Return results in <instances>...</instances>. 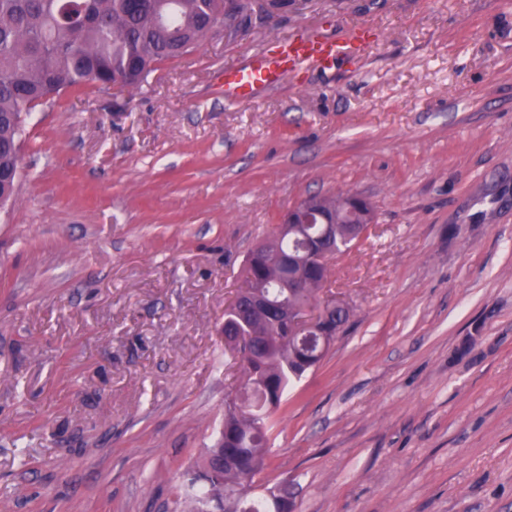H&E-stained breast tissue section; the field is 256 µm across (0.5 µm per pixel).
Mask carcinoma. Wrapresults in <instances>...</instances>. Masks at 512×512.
I'll return each mask as SVG.
<instances>
[{
  "label": "carcinoma",
  "mask_w": 512,
  "mask_h": 512,
  "mask_svg": "<svg viewBox=\"0 0 512 512\" xmlns=\"http://www.w3.org/2000/svg\"><path fill=\"white\" fill-rule=\"evenodd\" d=\"M236 19L224 0H0V172L22 169L25 118L60 93L86 84L135 91L157 64ZM322 234L320 224L293 237L277 231L246 257V285L224 311V350L242 377L215 443L183 474L177 499L187 512L224 502L226 490L250 489L267 468L271 415L288 387L320 361V349L287 335L278 308H316L330 262L353 243L341 227L333 242ZM290 252L310 257L290 267L281 261ZM256 294L273 303L272 312L249 311Z\"/></svg>",
  "instance_id": "carcinoma-1"
}]
</instances>
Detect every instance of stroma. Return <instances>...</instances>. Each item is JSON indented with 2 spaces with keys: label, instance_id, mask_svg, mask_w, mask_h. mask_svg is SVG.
<instances>
[{
  "label": "stroma",
  "instance_id": "35a3bbf8",
  "mask_svg": "<svg viewBox=\"0 0 512 512\" xmlns=\"http://www.w3.org/2000/svg\"><path fill=\"white\" fill-rule=\"evenodd\" d=\"M133 93L26 121L0 211V512H171L239 375L224 311L310 197L375 220L329 266L351 316L272 416L253 497L512 512V0H251ZM355 55L225 103L278 37Z\"/></svg>",
  "mask_w": 512,
  "mask_h": 512
}]
</instances>
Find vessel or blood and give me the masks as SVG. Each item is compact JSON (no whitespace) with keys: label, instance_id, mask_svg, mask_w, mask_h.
<instances>
[{"label":"vessel or blood","instance_id":"obj_1","mask_svg":"<svg viewBox=\"0 0 512 512\" xmlns=\"http://www.w3.org/2000/svg\"><path fill=\"white\" fill-rule=\"evenodd\" d=\"M357 40L354 34L338 40L310 33L284 36L275 45L254 52L246 64L225 67L224 99L232 103L251 101L288 71L314 63L324 66L343 58L354 49Z\"/></svg>","mask_w":512,"mask_h":512}]
</instances>
